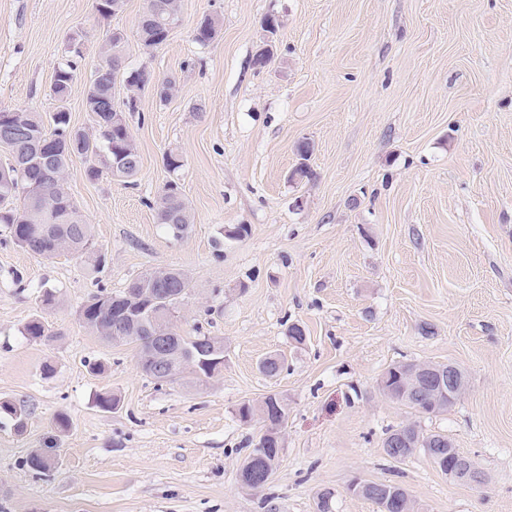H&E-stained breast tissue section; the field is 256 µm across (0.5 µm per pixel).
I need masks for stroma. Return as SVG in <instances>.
<instances>
[{"label": "stroma", "mask_w": 512, "mask_h": 512, "mask_svg": "<svg viewBox=\"0 0 512 512\" xmlns=\"http://www.w3.org/2000/svg\"><path fill=\"white\" fill-rule=\"evenodd\" d=\"M146 6L102 19L93 0H0L2 110L55 112L53 75L77 41L62 106L92 132L85 88L115 31L127 69L176 84L164 101L142 90L125 115L132 183L106 166L88 180L72 157L65 188L92 226L82 256L43 259L0 225V399L30 411L23 431L0 423V512H316L325 489L332 512H378L350 491L356 478L401 485L417 512H512V0H182L154 50L136 35ZM206 15L221 31L203 46ZM303 142L314 177L294 181ZM171 181L194 218L182 236L156 217ZM236 227L244 236L226 237ZM165 268L192 284L178 331L224 340L213 378L157 384L134 346L80 319L98 290ZM38 315L49 340L24 334ZM271 355L286 359L274 378L259 367ZM399 362L455 364L467 390L418 413L378 386ZM102 393L118 406L99 408ZM271 394L288 405L285 446L254 492L237 473L261 424L237 409ZM409 423L448 435L486 483L421 451L387 457V430ZM36 451L55 456L50 473L28 468Z\"/></svg>", "instance_id": "1"}]
</instances>
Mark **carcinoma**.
<instances>
[{
    "mask_svg": "<svg viewBox=\"0 0 512 512\" xmlns=\"http://www.w3.org/2000/svg\"><path fill=\"white\" fill-rule=\"evenodd\" d=\"M181 8L179 0H148L144 14L154 18L155 23L137 28L141 44L150 48L157 44L155 38L165 41L169 32L161 30V24ZM220 31V21L216 17L204 16L196 27V42L207 45ZM125 39L121 33H114L104 49V65L100 66L86 89L84 105L93 124L98 129V139L91 141L70 124L69 113L60 108L49 116V121L26 109H16L17 119L32 128L35 139L0 138V152L6 155L0 163V171H8L11 177L0 180V224L9 230L10 237L20 248L45 259H52L62 252L80 254L91 238V225L80 215L77 205L64 188L65 172L71 157L75 154L85 158L86 176L94 180L99 176L98 161L103 157L109 164H118V179L124 182L134 179L140 170V156L127 122L121 117L116 98L112 95V84L117 75L130 85L126 107L135 101L137 90L143 88L151 78L145 70L119 72L116 66L122 58ZM69 59L55 71L51 91L55 99L65 103L76 79L77 59L80 58L79 44L68 50ZM312 152L310 143L299 146V155L304 163L292 173L299 180L308 179L312 172L305 160ZM45 212L56 218L54 231L50 235L37 234L34 226L42 222ZM157 219L172 230L183 234L192 224V215L179 187H164L157 204ZM149 272H142L134 282L142 288H152L156 298L164 306L176 310L190 294L191 282L185 274L165 276L151 281ZM126 295L122 290L116 293L104 289L98 291L81 309L83 323L93 333L103 336L120 327L112 316V301ZM177 340L194 352L209 346L211 337L206 335L183 336L175 334ZM432 391L429 383L421 384L420 398L408 406L419 413L432 414L448 411V405H431ZM256 407L266 412L261 423L273 427L280 426L287 417V407L275 395L264 398ZM281 449L271 444L263 452V457L253 459L258 454L254 448L242 462L239 474L260 478L266 467L276 464ZM406 491L395 483H376L363 497L377 505L387 504L389 512H400Z\"/></svg>",
    "mask_w": 512,
    "mask_h": 512,
    "instance_id": "obj_1",
    "label": "carcinoma"
}]
</instances>
